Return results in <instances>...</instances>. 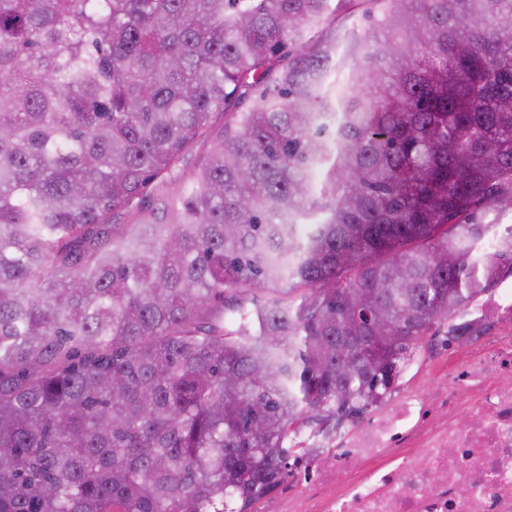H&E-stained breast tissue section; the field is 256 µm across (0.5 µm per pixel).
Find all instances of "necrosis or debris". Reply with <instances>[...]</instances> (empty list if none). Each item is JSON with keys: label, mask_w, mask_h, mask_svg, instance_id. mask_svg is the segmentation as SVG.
<instances>
[{"label": "necrosis or debris", "mask_w": 512, "mask_h": 512, "mask_svg": "<svg viewBox=\"0 0 512 512\" xmlns=\"http://www.w3.org/2000/svg\"><path fill=\"white\" fill-rule=\"evenodd\" d=\"M490 309L494 325L455 340L425 390L387 396L300 463L283 512H512V289Z\"/></svg>", "instance_id": "necrosis-or-debris-1"}]
</instances>
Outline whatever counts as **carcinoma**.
Instances as JSON below:
<instances>
[{
    "instance_id": "obj_1",
    "label": "carcinoma",
    "mask_w": 512,
    "mask_h": 512,
    "mask_svg": "<svg viewBox=\"0 0 512 512\" xmlns=\"http://www.w3.org/2000/svg\"><path fill=\"white\" fill-rule=\"evenodd\" d=\"M509 214L512 0H0V512H250Z\"/></svg>"
}]
</instances>
